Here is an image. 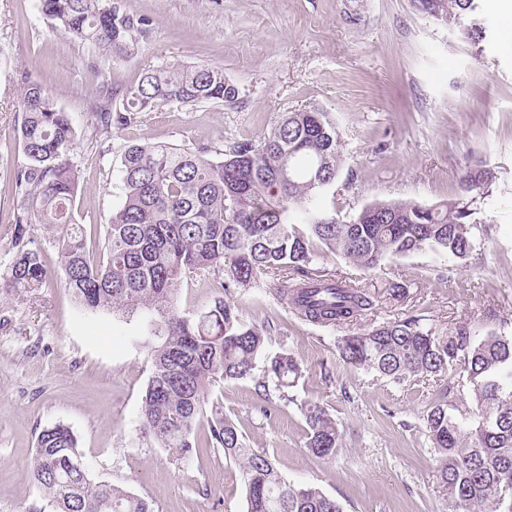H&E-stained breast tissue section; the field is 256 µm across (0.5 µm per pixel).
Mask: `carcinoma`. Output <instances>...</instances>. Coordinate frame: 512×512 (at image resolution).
<instances>
[{
	"mask_svg": "<svg viewBox=\"0 0 512 512\" xmlns=\"http://www.w3.org/2000/svg\"><path fill=\"white\" fill-rule=\"evenodd\" d=\"M475 2L414 0V6L459 25L478 44L486 31L469 20ZM41 6L55 26L94 45L106 64L138 52L144 22L121 11L118 0H41ZM22 84V161L11 175L17 253L7 271L10 286H43L42 254L27 247L23 231L26 224L52 229L65 286L80 309L146 320L145 332L131 337L152 366L138 419L142 436L180 460L222 449L225 458L242 464L247 512H343L319 487L289 482L265 450L247 447L243 433L211 399L215 384L249 376L260 359L266 362L263 388L283 400L303 374L294 355L265 354L266 326L242 323L230 293L274 279L280 297L303 320L351 322L374 308L375 296L312 268L313 242L363 270L423 250L466 259L477 246L474 204L489 193L493 170L468 167L453 200L377 201L344 219L319 209L320 195L336 180L342 148L336 123L319 109L287 112L267 133L227 150L131 143L120 158L124 198L107 224L103 261L73 214L78 129L50 90L27 76ZM238 95L219 67L165 63L145 69L121 95L106 94L96 106L97 130L109 134L145 112L231 103ZM291 210L296 219L289 224ZM216 273L224 276V297L199 314L181 312L180 284ZM337 348L345 363L395 383L448 372L466 378L470 401L443 393L426 414L440 484L450 512H512V335L480 336L466 322L438 331L407 315L343 336ZM302 412L307 451L323 460L336 456L342 433L335 419L317 404ZM203 422L205 438L198 441L194 431ZM80 456L69 428L58 424L39 433L29 477L57 512H155L148 500L123 487L70 468L69 461Z\"/></svg>",
	"mask_w": 512,
	"mask_h": 512,
	"instance_id": "cac0c4a2",
	"label": "carcinoma"
}]
</instances>
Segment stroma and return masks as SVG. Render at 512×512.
Returning <instances> with one entry per match:
<instances>
[{
  "label": "stroma",
  "mask_w": 512,
  "mask_h": 512,
  "mask_svg": "<svg viewBox=\"0 0 512 512\" xmlns=\"http://www.w3.org/2000/svg\"><path fill=\"white\" fill-rule=\"evenodd\" d=\"M121 5L147 26L135 56L103 66L94 46L50 23L40 0H0V512H54L28 469L39 432L55 424L73 431L94 479L123 486L155 512H246L242 468L223 450L183 462L141 437L137 419L151 363L130 342L141 324L79 310L42 225H26L24 241L43 252L46 283L32 293L8 286L17 203L9 174L19 162L25 73L78 126L79 218L100 231L123 197L127 143L224 149L305 107L329 112L342 142L323 209L349 215L374 201L440 203L459 195L469 164L494 170L475 215L484 239L468 260L419 253L365 272L316 246L318 267L379 295L376 309L356 321H302L270 279L238 289L241 321L270 323L267 354L292 352L304 375L286 401L264 400L259 367L212 390L248 446L266 449L288 481L317 485L343 512H448L423 417L437 391L463 395L467 384L453 374L397 384L344 363L337 342L407 314L442 331L465 322L483 334H512V51L503 47L504 21L482 9L487 37L475 44L456 26L422 15L412 0ZM165 62L223 68L238 101L165 107L93 137L102 88L122 90L145 67ZM394 283L406 285V295H389ZM223 295L221 279L191 280L180 288V309L194 314ZM307 403L323 406L342 432L334 459L315 458L305 447Z\"/></svg>",
  "instance_id": "1"
}]
</instances>
